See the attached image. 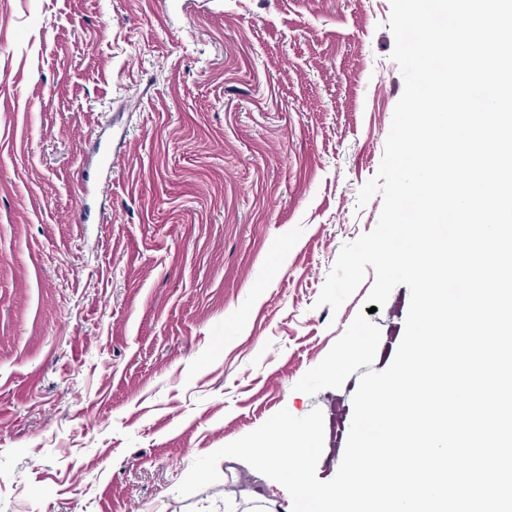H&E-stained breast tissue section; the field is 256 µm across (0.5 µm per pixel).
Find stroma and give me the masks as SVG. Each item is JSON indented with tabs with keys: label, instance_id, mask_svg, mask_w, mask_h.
Returning a JSON list of instances; mask_svg holds the SVG:
<instances>
[{
	"label": "stroma",
	"instance_id": "stroma-1",
	"mask_svg": "<svg viewBox=\"0 0 512 512\" xmlns=\"http://www.w3.org/2000/svg\"><path fill=\"white\" fill-rule=\"evenodd\" d=\"M390 0H0V512H224L200 456L320 409L336 475L410 293L316 300L370 232Z\"/></svg>",
	"mask_w": 512,
	"mask_h": 512
}]
</instances>
